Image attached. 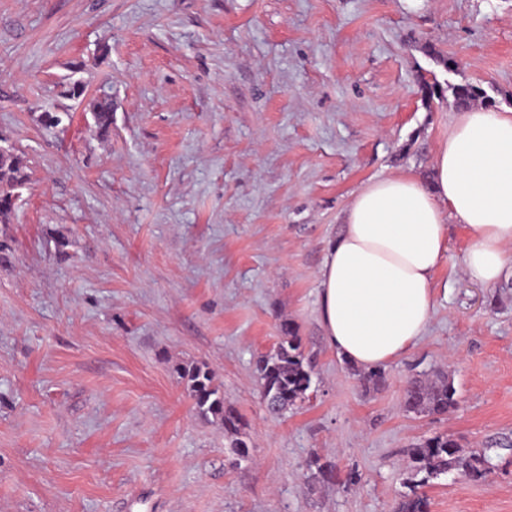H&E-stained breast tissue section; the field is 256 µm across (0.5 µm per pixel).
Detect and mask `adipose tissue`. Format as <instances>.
I'll use <instances>...</instances> for the list:
<instances>
[{
  "label": "adipose tissue",
  "instance_id": "1",
  "mask_svg": "<svg viewBox=\"0 0 512 512\" xmlns=\"http://www.w3.org/2000/svg\"><path fill=\"white\" fill-rule=\"evenodd\" d=\"M453 224L473 236L469 278L492 284L512 269V109L459 112L430 184L404 173L354 193L318 272L319 320L339 357L370 371L421 342Z\"/></svg>",
  "mask_w": 512,
  "mask_h": 512
}]
</instances>
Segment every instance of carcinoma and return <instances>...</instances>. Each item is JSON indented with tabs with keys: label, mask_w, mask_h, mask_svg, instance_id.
I'll use <instances>...</instances> for the list:
<instances>
[{
	"label": "carcinoma",
	"mask_w": 512,
	"mask_h": 512,
	"mask_svg": "<svg viewBox=\"0 0 512 512\" xmlns=\"http://www.w3.org/2000/svg\"><path fill=\"white\" fill-rule=\"evenodd\" d=\"M454 101L459 107H468L473 101L484 97V91L471 84L451 87ZM90 114L95 125L103 132L112 125V103L94 99L89 103ZM24 158L10 148L0 150V220L9 215L6 200L14 194L18 185L26 178ZM282 333L276 350L264 355L258 362L261 380V398L269 412L283 415L307 398L312 385V370L300 347L295 328L284 320L280 323ZM182 377L188 379L196 411L212 415L224 422V428L239 433L243 426L241 417L234 409L224 405V395L214 384L212 376L199 366L183 367ZM405 407L417 415H443L457 405L456 389L448 374L439 372L435 379L413 377L406 382ZM409 492L402 495L394 512H429L426 495L417 492L418 487L442 474L456 470L461 475L478 480L487 474L490 457L487 449L468 452L454 439L438 435L410 449Z\"/></svg>",
	"instance_id": "obj_1"
}]
</instances>
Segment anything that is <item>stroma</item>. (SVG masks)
Masks as SVG:
<instances>
[{
    "label": "stroma",
    "mask_w": 512,
    "mask_h": 512,
    "mask_svg": "<svg viewBox=\"0 0 512 512\" xmlns=\"http://www.w3.org/2000/svg\"><path fill=\"white\" fill-rule=\"evenodd\" d=\"M422 76L511 109L512 0H0V137L28 175L0 222V512H393L437 435L493 467L424 486L430 512H512V277L464 274L462 225L384 385L318 322L354 192L427 175L448 137L454 100L425 104ZM104 94L106 132L87 108ZM284 318L313 372L277 417L257 362ZM191 364L246 422L248 460L197 413ZM439 370L456 409L408 412L407 380Z\"/></svg>",
    "instance_id": "35a3bbf8"
}]
</instances>
